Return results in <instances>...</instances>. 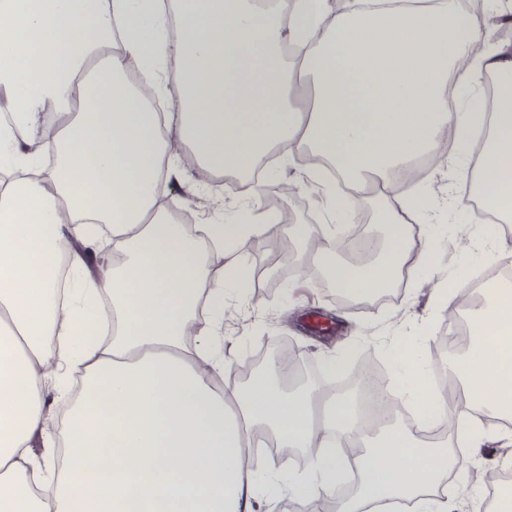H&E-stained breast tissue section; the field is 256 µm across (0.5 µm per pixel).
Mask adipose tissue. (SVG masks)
<instances>
[{"label":"adipose tissue","mask_w":512,"mask_h":512,"mask_svg":"<svg viewBox=\"0 0 512 512\" xmlns=\"http://www.w3.org/2000/svg\"><path fill=\"white\" fill-rule=\"evenodd\" d=\"M485 18L459 0L386 12L350 0H0V512H253L254 438L305 449L308 472L285 497L318 508L358 449L363 480L336 512L399 500L450 512L429 495L448 480V450L404 428L368 433L345 395L285 389L278 374L220 386L224 311L249 276L235 245L266 235L262 192L229 217L173 223L167 184L182 173L172 142L198 168L250 175L275 150L306 148L343 174L327 201L345 213L367 183L382 199L390 244L367 265L345 263L327 241L311 254L337 288L363 299L420 277L436 255L403 248L406 224L436 220L429 193L400 194L393 169L439 154L464 136L481 105L448 106V78L498 77L497 112L480 168L482 204L512 211V55L474 53ZM175 60L179 103L154 112L128 82L139 71L161 90ZM310 85L311 111L292 106ZM122 260L97 273V242ZM457 369L473 402L512 416V287L474 308ZM83 373L79 391L67 383ZM424 351L401 361V393L432 423L453 421L477 448L471 404L448 405ZM65 398L63 415L44 400Z\"/></svg>","instance_id":"ef3b65f1"}]
</instances>
